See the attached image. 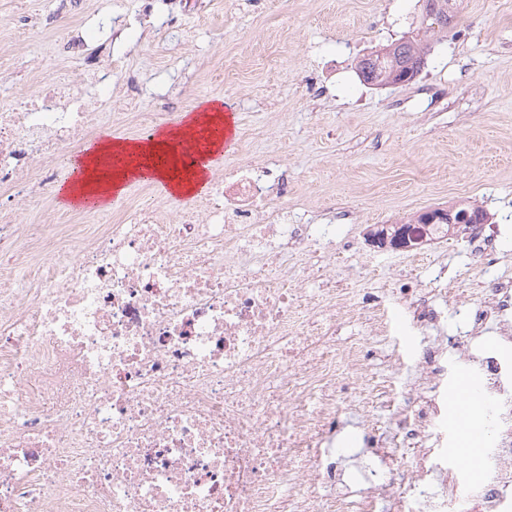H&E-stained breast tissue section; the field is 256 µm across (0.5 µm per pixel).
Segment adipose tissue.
<instances>
[{
    "label": "adipose tissue",
    "mask_w": 512,
    "mask_h": 512,
    "mask_svg": "<svg viewBox=\"0 0 512 512\" xmlns=\"http://www.w3.org/2000/svg\"><path fill=\"white\" fill-rule=\"evenodd\" d=\"M178 144L166 134H159L151 143L105 141L87 150L82 158L80 189L85 194H108L122 189L136 170V164L148 157L157 158L158 177L173 182L178 193L191 194L203 184V171L183 167Z\"/></svg>",
    "instance_id": "adipose-tissue-1"
}]
</instances>
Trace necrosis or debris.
<instances>
[{
    "label": "necrosis or debris",
    "instance_id": "necrosis-or-debris-1",
    "mask_svg": "<svg viewBox=\"0 0 512 512\" xmlns=\"http://www.w3.org/2000/svg\"><path fill=\"white\" fill-rule=\"evenodd\" d=\"M124 58L42 77L0 104V193L44 210L58 158L96 133ZM276 165L236 162L208 198L169 214L129 206L57 216L18 229L0 204V512H512V364L477 345L487 323L512 344V281L482 289L464 335L439 334L456 282L404 287L407 320L433 340L417 377L391 398L382 433L363 443L384 462L360 484L336 466V385L361 349L336 348L344 324L367 323L396 357L385 311L318 278L309 259L332 224H296ZM384 247L416 259L446 238L440 224L384 228ZM481 378L491 414L489 483L473 487L444 453V357Z\"/></svg>",
    "mask_w": 512,
    "mask_h": 512
}]
</instances>
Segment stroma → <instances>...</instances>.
Segmentation results:
<instances>
[{"mask_svg": "<svg viewBox=\"0 0 512 512\" xmlns=\"http://www.w3.org/2000/svg\"><path fill=\"white\" fill-rule=\"evenodd\" d=\"M143 2L72 0L82 40L61 54L50 40L63 19L60 0H0V103L35 90V78L98 69L124 51L131 75L153 94L114 116L103 133L136 141L141 113H155L160 128L202 101L228 104L236 143L213 177L244 155L287 168L289 210L302 223L348 231L315 245L312 260L324 274L363 269L361 286L373 293L398 281L433 287L432 267L446 266L449 279L465 283L446 308L452 331L475 312L471 293L484 279H512V0H455L452 22L433 34L425 31L423 0H203L196 14L185 12L184 0H152L151 23L140 16ZM116 13L130 26H102ZM417 34L425 35L427 50L412 83L380 88L360 78L363 55ZM462 201L489 214L500 264H483L462 235L407 264L359 234L363 224H402ZM392 327L405 360L396 371L366 327L345 326L335 336L337 347L357 342L367 354L361 378L342 381L337 447L364 427L385 429L384 416L363 418L361 403L395 392L427 342L400 316ZM464 376L477 373L449 353L452 461L460 458L457 388Z\"/></svg>", "mask_w": 512, "mask_h": 512, "instance_id": "obj_1", "label": "stroma"}]
</instances>
